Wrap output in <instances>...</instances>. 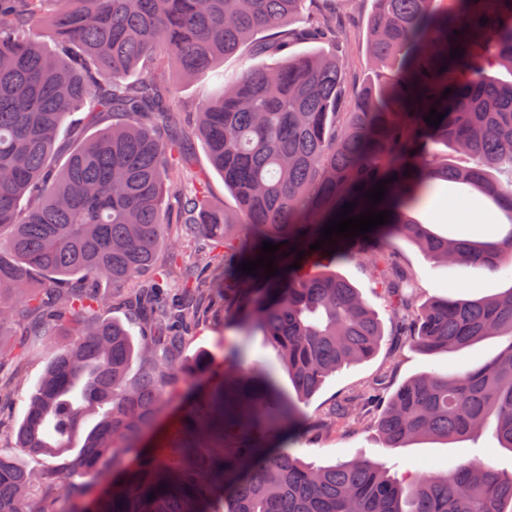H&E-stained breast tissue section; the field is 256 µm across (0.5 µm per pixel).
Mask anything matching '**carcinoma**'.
Listing matches in <instances>:
<instances>
[{"label": "carcinoma", "mask_w": 512, "mask_h": 512, "mask_svg": "<svg viewBox=\"0 0 512 512\" xmlns=\"http://www.w3.org/2000/svg\"><path fill=\"white\" fill-rule=\"evenodd\" d=\"M351 12V0H0V368H19L32 343L69 337L47 358L16 428L5 413L13 382L0 379L9 442L0 512H57L59 490L71 512H512V472L482 461L399 478L369 460L312 467L289 448L253 445L291 428L327 377L379 348L382 323L328 267L332 250L336 261L375 257L390 318L418 349L508 343L479 369L424 372L385 401L374 391L345 396L319 429H354L380 403L371 426L385 448L491 427L512 452V287L419 306L415 274L388 251L404 236L436 261L512 279V81L490 74L512 72V0H373L366 53L376 82L360 90L338 51ZM304 13L308 27L293 28ZM304 38L329 49L227 82L218 73L220 88L189 114L237 212L207 205L202 182H167V169L189 160L190 137L174 121L163 68L192 76L244 46L276 53ZM455 48L462 54L452 58ZM87 103L90 117L110 123L61 164L65 122ZM432 108L444 114L437 127L425 122ZM159 115L163 137L153 129ZM440 143L475 166L438 163ZM386 179L371 206L364 194ZM440 180L495 203L506 234L468 241L419 223L412 213ZM352 202L355 215L389 212L388 223L309 249ZM199 232L208 245L186 262L185 242ZM284 241L304 252L299 268L256 288L265 268L238 266L263 255L262 243ZM116 306L132 314L141 344L108 316ZM218 311L242 331L263 329L294 395L270 407L274 374L255 359L196 394L152 454L145 438L166 395L213 374L210 356L184 363L180 351ZM18 455L40 464L23 468Z\"/></svg>", "instance_id": "carcinoma-1"}]
</instances>
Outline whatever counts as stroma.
I'll return each mask as SVG.
<instances>
[{
    "label": "stroma",
    "instance_id": "1",
    "mask_svg": "<svg viewBox=\"0 0 512 512\" xmlns=\"http://www.w3.org/2000/svg\"><path fill=\"white\" fill-rule=\"evenodd\" d=\"M171 180L181 187H190L195 179L207 182L208 202L226 211H234L237 201L224 185L223 178L212 167L203 144H196L187 167L173 169ZM392 249L398 261L419 276V298L454 296L478 298L485 294L489 284L505 289L511 283L497 280L495 275L482 268L470 266L446 267L433 262L414 244L406 239L394 240ZM334 270L358 288L360 294L378 313L384 336L376 355L329 376L322 387L302 406V420L289 433L283 444L291 448L304 463L320 467L369 459L380 461L395 474L405 471L442 473L449 464L467 462L475 458L491 463L497 468L512 470V452L501 449L491 432L484 431L459 441L442 438H426L410 443L391 453L383 448L377 432L370 428L357 431L336 429L315 435L314 425L323 418L326 410L337 399L374 387L392 393L403 381L422 372L435 369L448 373L462 368L475 369L493 360L506 344L505 338L493 337L453 352L429 354L409 344L399 343L394 324L389 319L386 300L369 261H339ZM208 353L214 358L217 370H226L231 353H238L242 361L259 358L275 370V384L279 396L292 391L288 374L281 368L279 354L267 343L259 329L243 332L225 326L223 319H216L210 327L202 329L187 343L183 356L192 358L198 353ZM47 349L33 346L15 377V395L10 414L14 420H22L28 397L44 368Z\"/></svg>",
    "mask_w": 512,
    "mask_h": 512
}]
</instances>
